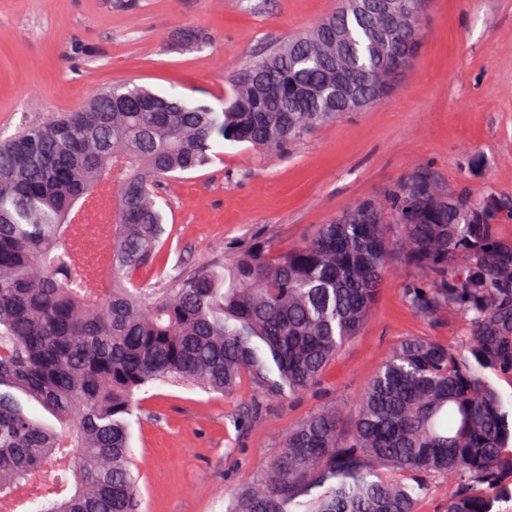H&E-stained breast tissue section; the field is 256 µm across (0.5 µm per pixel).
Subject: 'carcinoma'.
Instances as JSON below:
<instances>
[{"instance_id":"cac0c4a2","label":"carcinoma","mask_w":512,"mask_h":512,"mask_svg":"<svg viewBox=\"0 0 512 512\" xmlns=\"http://www.w3.org/2000/svg\"><path fill=\"white\" fill-rule=\"evenodd\" d=\"M356 0L251 58L217 109L134 83L103 91L0 142V502L24 512H138L131 448L135 395L154 383L230 393L249 379L261 401L308 392L366 326L398 261L421 315L457 325L393 349L355 398L357 414L320 409L290 429L225 512H415L430 480L455 486L444 512H494L512 499V203L492 194L448 203L419 168L389 190L276 250L256 241L142 288L164 245L161 184L214 162L226 144L280 152L339 117L336 49L370 101L374 76L405 52L377 50L372 0ZM120 169L112 179V167ZM114 181L105 272L78 244L82 194ZM380 224L364 220L374 209ZM38 473L49 481H34Z\"/></svg>"}]
</instances>
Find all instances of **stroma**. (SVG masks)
Masks as SVG:
<instances>
[{
  "label": "stroma",
  "instance_id": "35a3bbf8",
  "mask_svg": "<svg viewBox=\"0 0 512 512\" xmlns=\"http://www.w3.org/2000/svg\"><path fill=\"white\" fill-rule=\"evenodd\" d=\"M338 0H0V141L95 92L133 81L220 107L253 56L328 17ZM423 47L377 105L315 128L279 154L249 144L170 180L160 192L162 269L174 274L232 258L257 238L285 250L357 202L430 168L446 186L512 201V0H427ZM194 30L206 42L176 48ZM419 272L383 280L369 323L308 393L237 418L258 400L249 381L230 395L154 384L132 421L139 512H224L288 429L354 400L409 336L456 345V328L423 317L404 288Z\"/></svg>",
  "mask_w": 512,
  "mask_h": 512
}]
</instances>
